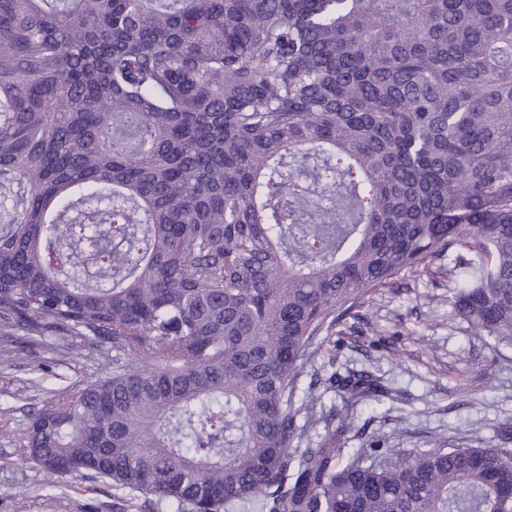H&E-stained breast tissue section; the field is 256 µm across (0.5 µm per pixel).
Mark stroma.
I'll return each mask as SVG.
<instances>
[{"label": "stroma", "mask_w": 512, "mask_h": 512, "mask_svg": "<svg viewBox=\"0 0 512 512\" xmlns=\"http://www.w3.org/2000/svg\"><path fill=\"white\" fill-rule=\"evenodd\" d=\"M448 260L400 277L395 288L360 298L332 333L320 334L298 378L299 394L312 378L366 370L381 375L391 398L350 404L339 391L323 408L349 413L348 445L410 451L432 448H509L503 424H512V345L472 336L454 318ZM99 356L61 358L30 342L26 329L0 328V512H122V494L97 491L80 477L51 487L21 461L11 435L26 423L30 405L77 381L109 371Z\"/></svg>", "instance_id": "obj_1"}]
</instances>
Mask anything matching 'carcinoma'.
Masks as SVG:
<instances>
[{
	"instance_id": "1",
	"label": "carcinoma",
	"mask_w": 512,
	"mask_h": 512,
	"mask_svg": "<svg viewBox=\"0 0 512 512\" xmlns=\"http://www.w3.org/2000/svg\"><path fill=\"white\" fill-rule=\"evenodd\" d=\"M7 182L0 323L112 363L20 460L126 512H512L507 449L367 458L296 399L347 303L447 251L512 344V0H0Z\"/></svg>"
}]
</instances>
